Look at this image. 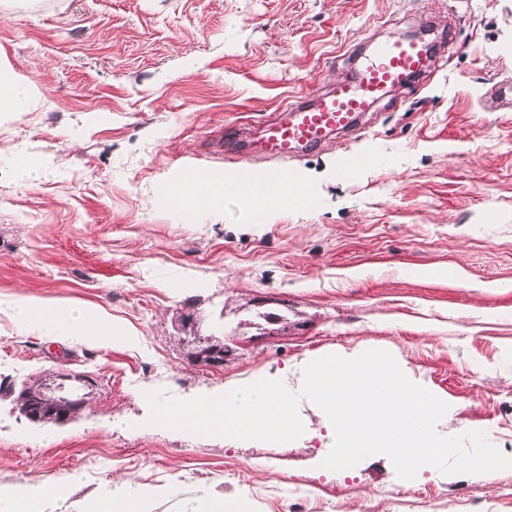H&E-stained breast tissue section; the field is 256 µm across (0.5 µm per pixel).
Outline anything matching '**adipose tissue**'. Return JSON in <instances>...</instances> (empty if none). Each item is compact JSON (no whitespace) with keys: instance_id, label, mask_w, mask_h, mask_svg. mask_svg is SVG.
<instances>
[{"instance_id":"ef3b65f1","label":"adipose tissue","mask_w":512,"mask_h":512,"mask_svg":"<svg viewBox=\"0 0 512 512\" xmlns=\"http://www.w3.org/2000/svg\"><path fill=\"white\" fill-rule=\"evenodd\" d=\"M9 309L22 324L36 327L60 324L68 335L83 339L123 333L120 327L104 324L102 315L93 309L74 313L28 298L14 300ZM47 493L43 483L0 487V512H42L40 505ZM155 496V489L149 486L120 485L113 490L111 499L91 505L87 512H151Z\"/></svg>"}]
</instances>
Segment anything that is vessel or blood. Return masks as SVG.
Instances as JSON below:
<instances>
[{
  "instance_id": "b4317fda",
  "label": "vessel or blood",
  "mask_w": 512,
  "mask_h": 512,
  "mask_svg": "<svg viewBox=\"0 0 512 512\" xmlns=\"http://www.w3.org/2000/svg\"><path fill=\"white\" fill-rule=\"evenodd\" d=\"M436 49L399 35L373 48L351 76L309 103L294 104L261 127L260 148L285 160L321 146L334 133L353 127L389 89L424 71Z\"/></svg>"
}]
</instances>
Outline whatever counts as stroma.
Here are the masks:
<instances>
[{
  "instance_id": "stroma-1",
  "label": "stroma",
  "mask_w": 512,
  "mask_h": 512,
  "mask_svg": "<svg viewBox=\"0 0 512 512\" xmlns=\"http://www.w3.org/2000/svg\"><path fill=\"white\" fill-rule=\"evenodd\" d=\"M427 72L354 130L278 162L249 153L269 113L327 91L361 47L422 27ZM0 60L42 97L0 113V382L69 374L84 406L35 424L0 392V485L48 481L44 512H86L148 484L152 512L246 495L251 512H512V469L400 478L384 455L334 474V432L271 448L149 425L150 390L189 399L318 355L389 352L448 401L436 430L512 452V0H21L0 11ZM36 180H15L19 152ZM372 159L352 179L344 159ZM186 165L226 183L214 208H175ZM288 171L318 204L277 201L251 222L237 178ZM30 297L98 306L127 336L76 340L20 326ZM225 342L188 363L175 327ZM279 332L262 335L268 314ZM43 170V161L39 155L26 152L19 153L15 170L18 182L26 184L37 178Z\"/></svg>"
}]
</instances>
